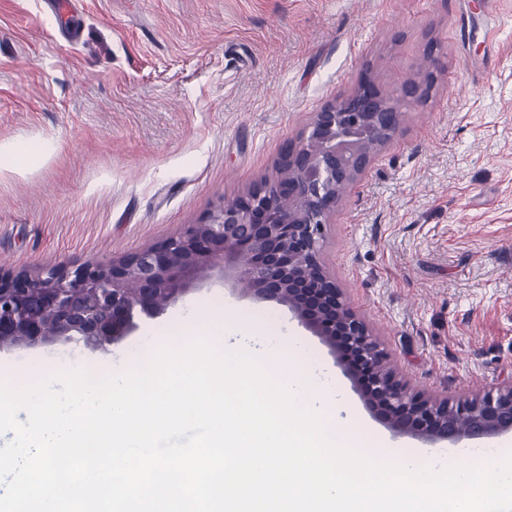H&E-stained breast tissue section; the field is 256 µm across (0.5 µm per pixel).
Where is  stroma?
<instances>
[{
  "label": "stroma",
  "instance_id": "stroma-1",
  "mask_svg": "<svg viewBox=\"0 0 512 512\" xmlns=\"http://www.w3.org/2000/svg\"><path fill=\"white\" fill-rule=\"evenodd\" d=\"M69 39L44 0H0V142L43 157L0 169V269L108 262L177 234L273 178L283 146L363 70L398 95L437 81L346 189L320 242L348 300L420 391L512 380V0H79ZM232 308L339 381L373 443L392 432L288 307L214 284L118 343L57 342L0 364L137 368L202 311Z\"/></svg>",
  "mask_w": 512,
  "mask_h": 512
}]
</instances>
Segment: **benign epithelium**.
<instances>
[{"label":"benign epithelium","mask_w":512,"mask_h":512,"mask_svg":"<svg viewBox=\"0 0 512 512\" xmlns=\"http://www.w3.org/2000/svg\"><path fill=\"white\" fill-rule=\"evenodd\" d=\"M434 71L408 77L397 98L367 76L314 114L285 144L277 176L200 222L126 257L35 276L0 271V352L56 341L99 348L131 335L217 278L294 316L362 379L366 403L397 434L428 442L512 432V383L455 400L411 389L355 312L320 251L345 189L397 131L402 107L430 95Z\"/></svg>","instance_id":"benign-epithelium-1"}]
</instances>
